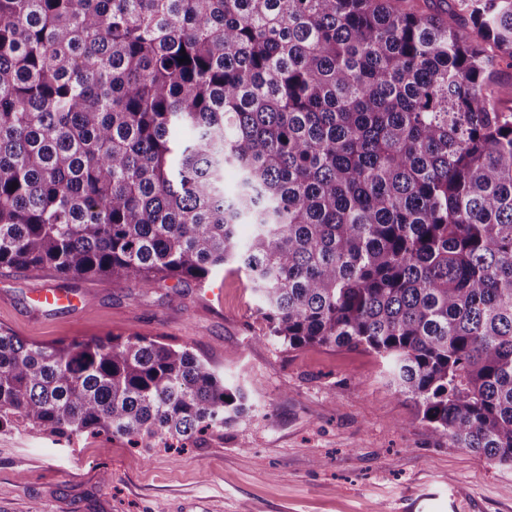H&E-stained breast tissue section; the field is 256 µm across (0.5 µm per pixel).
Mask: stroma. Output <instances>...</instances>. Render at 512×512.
<instances>
[{
	"label": "stroma",
	"mask_w": 512,
	"mask_h": 512,
	"mask_svg": "<svg viewBox=\"0 0 512 512\" xmlns=\"http://www.w3.org/2000/svg\"><path fill=\"white\" fill-rule=\"evenodd\" d=\"M47 287L89 303L38 307ZM0 327L42 343L136 332L186 345L251 405L181 452L0 431V512H512V466L429 437L375 355L267 337L245 275L145 289L0 268Z\"/></svg>",
	"instance_id": "obj_1"
}]
</instances>
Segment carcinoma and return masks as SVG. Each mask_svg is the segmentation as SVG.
Here are the masks:
<instances>
[{
  "instance_id": "cac0c4a2",
  "label": "carcinoma",
  "mask_w": 512,
  "mask_h": 512,
  "mask_svg": "<svg viewBox=\"0 0 512 512\" xmlns=\"http://www.w3.org/2000/svg\"><path fill=\"white\" fill-rule=\"evenodd\" d=\"M410 2L0 0V267L243 273L267 336L376 355L512 465V0ZM249 413L187 346L0 328V430L181 449ZM495 91L500 105L509 109L512 108V68L502 65L496 79Z\"/></svg>"
}]
</instances>
